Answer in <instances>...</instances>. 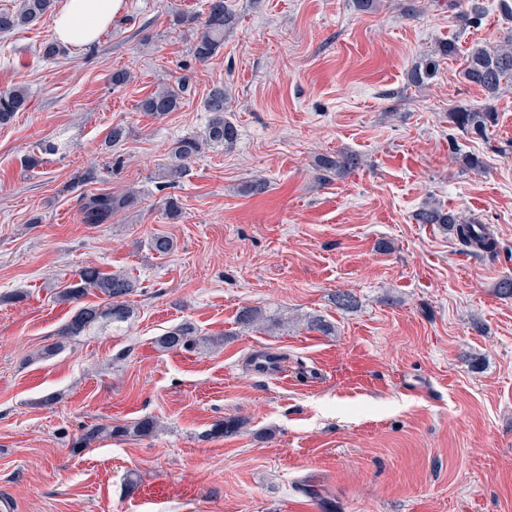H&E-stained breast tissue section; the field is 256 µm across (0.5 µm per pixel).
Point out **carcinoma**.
I'll return each instance as SVG.
<instances>
[{
  "instance_id": "cac0c4a2",
  "label": "carcinoma",
  "mask_w": 512,
  "mask_h": 512,
  "mask_svg": "<svg viewBox=\"0 0 512 512\" xmlns=\"http://www.w3.org/2000/svg\"><path fill=\"white\" fill-rule=\"evenodd\" d=\"M465 9L461 10L458 19L461 25L469 27L481 20L485 7L480 0H463ZM53 5V0H20L13 10L0 11V33H11L41 19ZM239 23V16L227 4V0H207L205 19L202 31L191 45L193 57L205 62L216 55L224 46V37L233 32ZM438 60L427 58L419 62L409 73V82L415 85L424 83L437 71ZM463 77L479 87L488 104L480 108H460L449 114L454 126L465 134L472 133L478 137L496 120V109L492 101L498 99L502 86L512 80V35L503 39L496 47L474 44L466 57ZM187 89L186 82L177 87L164 86L142 98L138 109L155 117L164 116L174 111ZM29 92L24 86H16L8 91L0 92V125L9 122L13 116L24 110L28 104ZM204 109L210 118L204 136H184L177 139L171 149V163L164 169L162 178L167 186L174 185L183 173L185 165L200 156L208 145H232L238 136L237 128L228 120L227 94L222 86L213 87L204 101ZM361 165V158L356 153H347L339 157H325L319 161L318 167L326 172L345 174ZM137 202L136 193L126 191L122 194L110 192L92 195L82 204L87 221L101 224L113 214L132 208ZM419 224H441L456 233L459 243L477 252L491 253L496 251L497 242L489 227L478 222L465 223L452 211H444L437 207L426 206L415 214ZM139 283L132 277L116 273H105L95 266H84L75 274L74 281L60 292L63 302L79 303L89 292L95 291L101 296L99 304H84L77 308L71 319L59 330V335L66 337L79 336L90 330L101 320L112 323H123L132 314L128 298L134 295ZM238 324L243 328L258 325L278 327L281 320L267 314L257 307H244L239 311ZM208 343V339L198 335L195 326L185 321L170 329L156 339V344L165 350L189 351ZM156 421L144 418L135 424L106 431V428L93 425L84 430L79 444L89 446L97 441L103 433L109 435L145 437L152 434Z\"/></svg>"
}]
</instances>
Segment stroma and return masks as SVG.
Returning <instances> with one entry per match:
<instances>
[{"mask_svg":"<svg viewBox=\"0 0 512 512\" xmlns=\"http://www.w3.org/2000/svg\"><path fill=\"white\" fill-rule=\"evenodd\" d=\"M204 2L124 0L96 43L53 59L52 15L0 36V91L30 93L0 126V495L16 512H512V298L496 291L512 278V82L486 138L449 118L484 105L466 55L511 34L512 15L485 0L465 28L453 0L413 14L407 0H232L240 23L201 63L195 29L173 20ZM448 40L456 56L409 84ZM182 78L176 111L138 110ZM216 85L236 142L163 189L172 144L204 133ZM117 123L128 136L105 148ZM344 152L362 166L317 169ZM89 169L97 181L80 182ZM257 177L267 192L244 193ZM128 190L132 209L84 223L82 197ZM427 205L486 224L496 252L417 223ZM156 236L173 250H151ZM88 263L139 280L134 315L60 338L74 308L57 293ZM339 290L356 310L336 308ZM244 306L287 322L241 329ZM312 316L333 335L308 330ZM186 319L222 345L159 349ZM259 350L285 377L252 372ZM147 417L152 436L75 445L85 427ZM229 419L238 433L210 437Z\"/></svg>","mask_w":512,"mask_h":512,"instance_id":"1","label":"stroma"}]
</instances>
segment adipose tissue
I'll use <instances>...</instances> for the list:
<instances>
[{"mask_svg":"<svg viewBox=\"0 0 512 512\" xmlns=\"http://www.w3.org/2000/svg\"><path fill=\"white\" fill-rule=\"evenodd\" d=\"M123 6L124 0H64L55 14V32L64 43L91 44Z\"/></svg>","mask_w":512,"mask_h":512,"instance_id":"obj_1","label":"adipose tissue"}]
</instances>
